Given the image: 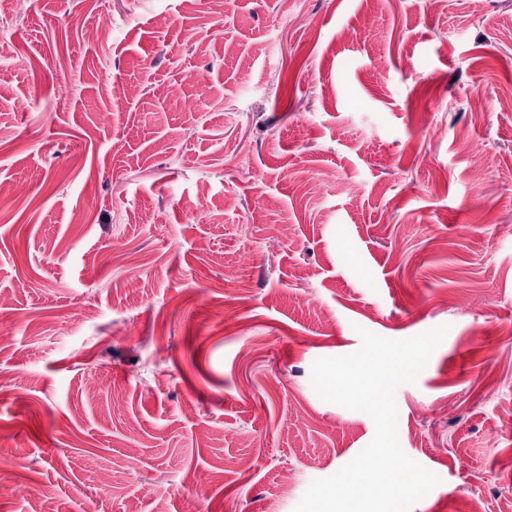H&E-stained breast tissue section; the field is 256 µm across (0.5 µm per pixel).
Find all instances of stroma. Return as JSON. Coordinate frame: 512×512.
<instances>
[{
    "instance_id": "35a3bbf8",
    "label": "stroma",
    "mask_w": 512,
    "mask_h": 512,
    "mask_svg": "<svg viewBox=\"0 0 512 512\" xmlns=\"http://www.w3.org/2000/svg\"><path fill=\"white\" fill-rule=\"evenodd\" d=\"M1 15L0 512H42L36 484L66 512H294L375 432L313 362L441 325L395 395L440 479L411 512H502L512 0Z\"/></svg>"
}]
</instances>
